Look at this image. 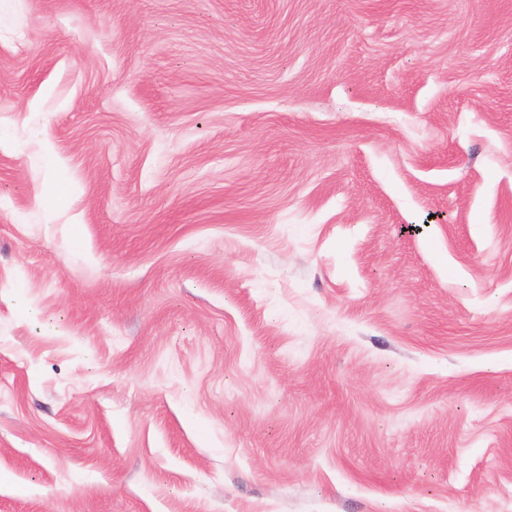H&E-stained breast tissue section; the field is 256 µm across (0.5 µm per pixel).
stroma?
<instances>
[{
  "mask_svg": "<svg viewBox=\"0 0 512 512\" xmlns=\"http://www.w3.org/2000/svg\"><path fill=\"white\" fill-rule=\"evenodd\" d=\"M0 512H512V0H0Z\"/></svg>",
  "mask_w": 512,
  "mask_h": 512,
  "instance_id": "35a3bbf8",
  "label": "stroma"
}]
</instances>
